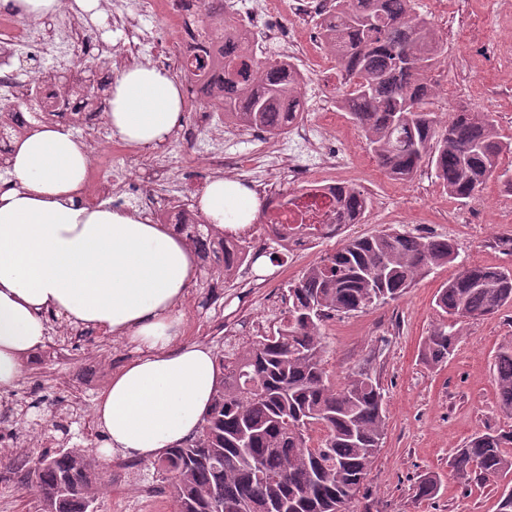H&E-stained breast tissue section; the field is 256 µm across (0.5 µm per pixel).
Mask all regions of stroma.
Wrapping results in <instances>:
<instances>
[{"label":"stroma","instance_id":"stroma-1","mask_svg":"<svg viewBox=\"0 0 512 512\" xmlns=\"http://www.w3.org/2000/svg\"><path fill=\"white\" fill-rule=\"evenodd\" d=\"M416 9L437 20L443 38L432 111L443 120L462 105L492 113L499 133L512 140V0H416ZM312 75L334 105L340 151L336 174L368 194L366 217L347 227L343 236L317 241L304 256L264 261L248 274H237L226 287L192 285L182 305L185 339L222 350L224 342L212 336V327L227 320L244 299L255 315L280 314L288 306L289 282L339 248L343 237L394 228L450 239L457 251L453 263L437 268L396 301L335 316L325 325V367L332 382L365 370L385 396L386 435L367 480L369 491L356 497L350 512H498L501 486L459 479L451 459L474 433L512 428L494 381L495 358L512 345V305L471 321L466 338L441 365L424 363L420 350L438 318L435 294L462 266L512 269V250L503 245L512 239V194L494 177L473 198H452L426 165L410 180L392 179L376 163L361 130L336 108V68L328 64ZM53 329L48 346L77 349L78 357L47 359L39 373L25 368L12 398L22 400L26 390L36 389L47 419L62 412L56 384L73 383L74 412L93 418L99 394L135 351L99 331L78 339L65 323ZM123 463L119 456L103 461L107 477L99 512H135L143 484ZM428 475L437 478L439 490L422 499L416 486Z\"/></svg>","mask_w":512,"mask_h":512}]
</instances>
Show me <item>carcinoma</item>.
<instances>
[{"label": "carcinoma", "mask_w": 512, "mask_h": 512, "mask_svg": "<svg viewBox=\"0 0 512 512\" xmlns=\"http://www.w3.org/2000/svg\"><path fill=\"white\" fill-rule=\"evenodd\" d=\"M204 2L203 26L224 29V46L212 55L202 85L224 121L285 133L301 118L303 78L278 57H259L226 0ZM320 34L336 55L342 94L338 108L364 133L379 165L396 180L412 178L423 164L434 168L448 194L468 199L497 173L512 142L498 133L489 112L460 108L442 122L429 108L441 54V36L416 12L414 0H329ZM50 82L86 104L94 98L95 73L55 74ZM16 102L0 105V129L18 135L48 111L36 80L18 78ZM365 193L336 187L329 219L346 227L361 222ZM202 261L224 262L229 280L259 254L214 225L177 224ZM456 259L446 238L382 230L344 240L288 284V312L269 330L216 356L220 381L197 430L152 464L153 479L167 484L175 512H347L373 469L386 431L384 395L372 375L360 371L340 385L325 368V322L400 298L431 271ZM442 320L421 348L437 366L465 337V325L512 305V270L463 267L439 288ZM495 382L503 412L512 414V348L499 352ZM65 418L49 420L63 445L31 460L13 461L0 482L33 490L40 512H98L101 478L95 454L67 446ZM455 472L497 483L512 476V430L478 433L455 450Z\"/></svg>", "instance_id": "carcinoma-1"}]
</instances>
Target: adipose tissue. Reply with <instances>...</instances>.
Returning <instances> with one entry per match:
<instances>
[{
	"mask_svg": "<svg viewBox=\"0 0 512 512\" xmlns=\"http://www.w3.org/2000/svg\"><path fill=\"white\" fill-rule=\"evenodd\" d=\"M186 110L170 72L137 63L112 80L107 119L123 142L164 143ZM85 145L62 126L16 141L0 189V396L28 355L48 339L47 314L134 345L94 414L106 437L101 457L150 461L197 428L219 381L211 350L182 339L186 292L195 283L193 248L143 211L90 201ZM208 223L237 235L262 203L248 185L216 177L195 196Z\"/></svg>",
	"mask_w": 512,
	"mask_h": 512,
	"instance_id": "ef3b65f1",
	"label": "adipose tissue"
}]
</instances>
